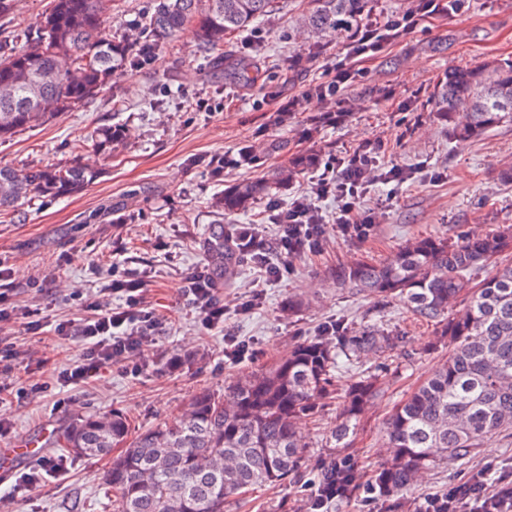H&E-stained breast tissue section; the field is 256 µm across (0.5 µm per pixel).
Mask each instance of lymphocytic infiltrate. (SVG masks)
Returning <instances> with one entry per match:
<instances>
[{"instance_id": "obj_1", "label": "lymphocytic infiltrate", "mask_w": 512, "mask_h": 512, "mask_svg": "<svg viewBox=\"0 0 512 512\" xmlns=\"http://www.w3.org/2000/svg\"><path fill=\"white\" fill-rule=\"evenodd\" d=\"M460 3L461 0H417L405 12L386 17L371 14L359 21L338 50L339 60L332 76L318 88L327 104L324 121L333 124L346 117L348 110L338 93L343 85L364 78L358 62L381 52L393 40L412 33L421 18L453 14ZM401 178L402 171L398 168L378 173L375 158L367 149L353 150L348 157L329 159L323 173L288 206L274 201L268 203L266 224L235 225L228 240L246 263L259 269L265 280H282L291 271L290 257L322 251L326 221H333L344 236L367 238L375 223L373 209L364 205L368 188L378 181L390 183ZM328 196L336 200V212L330 219L323 216L318 205L319 200ZM136 290L134 283L113 280L108 291L126 293L125 310L103 308L100 298L95 296L88 299L90 313L81 323L66 320L55 326V335H75L84 343L80 364L61 375L65 384L89 383L109 365L134 373L141 370L142 356L153 342L160 320L154 312L142 309ZM183 291L206 327L223 325L224 296L208 267L198 266L185 272ZM425 512H512V478L491 487L483 479L471 478L446 495L431 499Z\"/></svg>"}]
</instances>
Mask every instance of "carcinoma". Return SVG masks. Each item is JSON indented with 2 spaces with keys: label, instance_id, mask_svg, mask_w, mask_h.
I'll list each match as a JSON object with an SVG mask.
<instances>
[{
  "label": "carcinoma",
  "instance_id": "1",
  "mask_svg": "<svg viewBox=\"0 0 512 512\" xmlns=\"http://www.w3.org/2000/svg\"><path fill=\"white\" fill-rule=\"evenodd\" d=\"M368 2L302 0L295 26L319 49L337 28L354 26ZM279 9L280 0H151L145 29L164 43L192 26L207 52ZM103 13V0H54L36 37L0 53V138L80 111L126 68L121 43L103 35ZM223 65L243 84L262 79L248 58L228 54ZM431 111L458 139L511 123L512 61L449 69L436 84ZM121 141V130L108 126L87 143L97 151ZM94 178L77 162L0 167V211L33 196L76 193ZM273 187L262 181L237 185L217 208L225 216L245 211ZM510 254L512 224H505L480 238H422L380 263L356 259L331 272L340 288L381 300L405 298L412 315L435 323L437 343L449 349L442 368L385 422L387 454L370 486L377 496L388 500L438 462L465 460L497 434L512 431V263L480 277L489 263ZM208 255L217 272L235 259L222 232L213 234ZM404 344L406 337L372 324L351 329L340 321L296 342L271 367L233 381L222 396L198 392L169 423L133 436L124 414L92 415L68 426L55 445L63 453L95 456L124 445L104 475L115 512H224L226 499L298 472L308 448L300 423L337 396L342 409L332 440L336 448L350 447L381 384L378 376L363 373L343 389L339 371ZM319 480L336 502L358 488L346 459L329 465Z\"/></svg>",
  "mask_w": 512,
  "mask_h": 512
}]
</instances>
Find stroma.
I'll return each mask as SVG.
<instances>
[{"mask_svg": "<svg viewBox=\"0 0 512 512\" xmlns=\"http://www.w3.org/2000/svg\"><path fill=\"white\" fill-rule=\"evenodd\" d=\"M50 2L15 0V13L0 18V44L22 47L19 28L36 29ZM300 2L284 0L272 21L258 23L262 44H253L249 31L225 43V50L254 56L265 70L254 86L225 79L223 70L200 56L196 30L188 27L172 43L157 46L151 65L124 72L81 111L0 141V167L76 161L97 174L80 193L23 200L12 214L0 215V292L13 306L10 320L0 323V337L19 353L12 392L0 405L7 426L0 449L39 434L46 458L67 462L62 478L42 477L27 491L0 482V495L14 496L11 512H112V494L103 484L109 458L64 457L53 446L55 435L83 416L117 410L135 429L172 421L195 393H223L233 378L268 367L294 342L339 319L407 337L404 354L386 360L381 393L362 416L351 448L332 446L341 406L329 400L303 426L309 450L300 475L224 505V512H305L307 484L338 456L350 457L362 482L370 481L384 457L385 420L447 360V347L434 344L435 325L417 322L403 300L340 289L329 273L356 258H385L415 238L455 240L512 224V183L499 177L512 166V124L458 141L428 105L448 69L512 59V0H464L458 14L420 20L407 39L366 61L364 81L345 89L346 121L321 129L313 120L326 104L313 90L349 32L336 31L326 51L314 53L293 32ZM296 56L301 62L295 66ZM303 90L310 93L304 111L276 123L273 97ZM194 96L207 99L210 111H186ZM108 125L125 129L122 145L110 153L87 149L88 135ZM366 143L379 146L381 171L397 167L405 177L392 200L388 185L373 186L371 236L358 242L326 226L323 253L293 256L292 274L278 282H259L251 266L236 264L219 281L236 303L225 310L223 329H205L182 295V277L209 261L215 203L225 189L269 179L302 154L342 157ZM245 147L262 157L260 166L234 165ZM222 155L232 164L217 175L210 160ZM116 270L141 283L146 307L161 320L140 374L112 365L97 383L31 392L30 376L47 379L80 363L82 341H55L53 329L59 321L84 318L86 299L111 284ZM292 300L301 304L294 313L288 310ZM248 301L252 309L240 311ZM228 333L243 347L234 359L225 354ZM479 472L490 484L512 476V435H498L466 460L435 465L394 497L393 512H419L426 499Z\"/></svg>", "mask_w": 512, "mask_h": 512, "instance_id": "obj_1", "label": "stroma"}]
</instances>
